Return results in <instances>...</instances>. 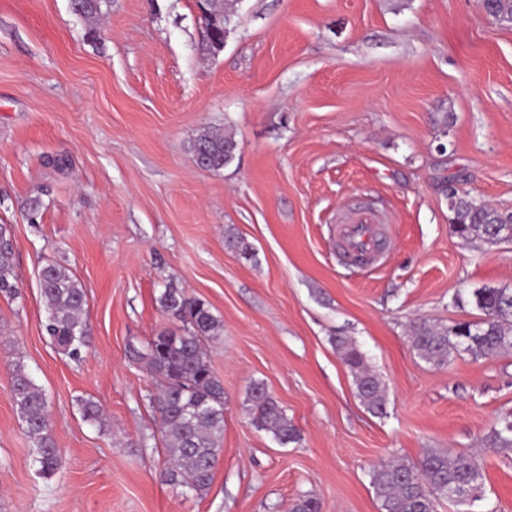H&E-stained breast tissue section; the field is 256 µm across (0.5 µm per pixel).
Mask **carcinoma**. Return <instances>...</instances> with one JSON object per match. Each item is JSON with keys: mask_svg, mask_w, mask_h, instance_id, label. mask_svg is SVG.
Segmentation results:
<instances>
[{"mask_svg": "<svg viewBox=\"0 0 512 512\" xmlns=\"http://www.w3.org/2000/svg\"><path fill=\"white\" fill-rule=\"evenodd\" d=\"M107 0H73L76 13L94 19ZM237 149L230 135L204 130L191 142L192 153L202 150L207 168L221 170L231 162ZM457 232L477 236L488 245L512 242V221L508 214L467 194L448 197ZM225 245L249 260L251 245L227 232ZM40 295L46 305L45 333L52 345L78 360L87 347L88 324L84 318L86 292L69 268L52 263L39 272ZM0 295L14 298L12 225L0 224ZM480 312L474 322L453 327L426 321L412 326L411 344L418 355L434 366H445L454 354L474 358L512 352V290L482 288L472 294ZM162 314L173 323L158 330L140 345L129 347L131 356L145 364L159 382L152 404L161 421V437L168 465L163 480L173 486L195 491L206 489L213 477L221 437L224 433V385L214 374L207 347L223 335L224 325L204 300L183 289L169 286L158 298ZM345 365L354 376L358 397L375 415L387 414L385 386L365 362L364 354L346 336L335 338ZM11 395L31 443L40 472L52 476L60 468L62 455L46 395L22 369L14 370ZM251 423L272 434L281 444L295 442L299 432L285 408L261 382L250 385L247 394ZM78 405L85 421L103 423L99 405L81 398ZM492 444L512 448V422L492 433ZM482 473L476 456L468 452L428 450L416 462L388 461L370 472V485L383 512H436L440 500L465 503L481 484ZM290 512H320L311 495L299 497Z\"/></svg>", "mask_w": 512, "mask_h": 512, "instance_id": "1", "label": "carcinoma"}]
</instances>
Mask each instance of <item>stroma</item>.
I'll use <instances>...</instances> for the list:
<instances>
[{
  "instance_id": "1",
  "label": "stroma",
  "mask_w": 512,
  "mask_h": 512,
  "mask_svg": "<svg viewBox=\"0 0 512 512\" xmlns=\"http://www.w3.org/2000/svg\"><path fill=\"white\" fill-rule=\"evenodd\" d=\"M209 50L195 0H0V224L13 227L16 299L0 297V512H382L369 473L426 450L474 451L470 506L512 512V352L436 367L420 321L476 319L471 293L512 289V243L455 232L448 186L512 210V27L480 0H227ZM232 134L231 163L200 168L201 129ZM369 210L386 229L368 266L339 260L336 225ZM238 233L255 256L224 244ZM69 268L87 294L81 359L54 348L38 273ZM224 323L209 350L224 437L203 492L162 481L166 454L129 357L166 326L167 285ZM355 340L387 389L361 404L335 337ZM48 398L63 463L44 478L10 396L16 366ZM298 429H256L252 383ZM98 403L99 427L78 401Z\"/></svg>"
}]
</instances>
